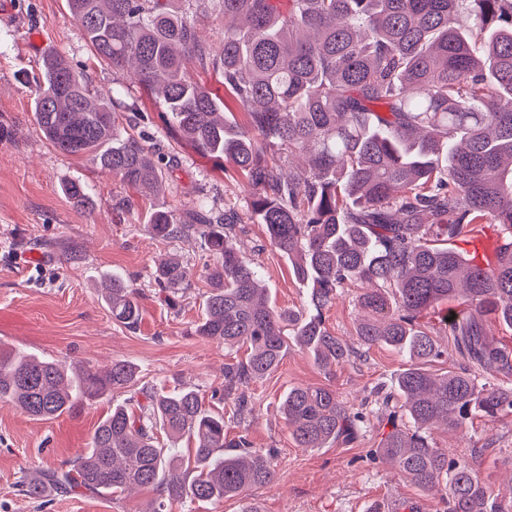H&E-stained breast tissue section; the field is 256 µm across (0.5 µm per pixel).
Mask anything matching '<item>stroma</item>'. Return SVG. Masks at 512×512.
Here are the masks:
<instances>
[{
  "label": "stroma",
  "mask_w": 512,
  "mask_h": 512,
  "mask_svg": "<svg viewBox=\"0 0 512 512\" xmlns=\"http://www.w3.org/2000/svg\"><path fill=\"white\" fill-rule=\"evenodd\" d=\"M13 12L0 19V348L102 367L124 359L136 367L139 384L195 387L210 393L224 382V348L195 333L201 313L207 256L195 239L163 242L146 227L155 209L183 213L203 198L215 209H233L247 245H258L252 260L260 267L271 298L280 308L303 310L307 290L293 276L287 259L269 246L264 225L251 221L246 179L216 169L213 160L177 143L151 99L126 71L98 61L66 0H12ZM66 58L82 72L93 96L121 97L127 107L118 124L145 134L162 159L163 188L142 195L104 173L88 157L55 149L34 114V94L47 54ZM72 179L82 181L92 210L73 205L61 192ZM177 255L193 269V287L167 302L158 297L153 272L165 256ZM119 273L141 291L142 318L136 329L113 320L99 295V280ZM356 285L343 288L325 313L336 336L356 343ZM404 356L376 345L362 349L332 370L319 368L311 355L292 348L278 368L251 382L245 393L252 415L233 419L224 407L228 437L247 434L253 447L274 449L275 481L255 489L264 512H435L437 501L397 475L372 453L388 430L386 417L370 414L362 435L323 448L297 447L279 403L288 388L325 385L352 404L371 388L394 381ZM111 397L79 406L55 419L37 420L0 404V512H146L151 496H81L71 493L32 498L21 490L29 474L72 459L89 442ZM449 457L479 467L494 494L512 489V414L475 417L457 429L433 433Z\"/></svg>",
  "instance_id": "35a3bbf8"
}]
</instances>
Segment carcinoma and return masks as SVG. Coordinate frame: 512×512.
Here are the masks:
<instances>
[{
	"label": "carcinoma",
	"mask_w": 512,
	"mask_h": 512,
	"mask_svg": "<svg viewBox=\"0 0 512 512\" xmlns=\"http://www.w3.org/2000/svg\"><path fill=\"white\" fill-rule=\"evenodd\" d=\"M219 11L220 46L202 40L189 6ZM94 54L128 69L155 101L165 125L198 154L228 163L248 180L247 209L271 246L309 286L304 311L269 302L258 268L245 256L236 224L202 201L185 214L154 210L157 239H200L213 259L197 335L245 358L224 364L211 398L251 412L239 390L274 371L288 349L306 350L324 370L353 347L331 333L323 311L341 288L359 283V344L385 345L409 358L390 386L370 391L400 403L410 425L391 424L378 458L424 492L443 490L437 512H512V496L491 495L468 461L434 446L433 428H456L473 414L512 413V353L489 338L494 323L512 330V0H67ZM194 57L221 77L224 97L190 79ZM242 124L224 117L231 106ZM121 99H95L63 58L44 62L35 117L49 143L87 155L145 194L160 190L159 161L143 136L118 131ZM308 164L286 171L291 156ZM64 195L90 209L85 184ZM482 224L504 238L495 263L480 268L455 246ZM158 293L187 292L190 270L178 257L154 271ZM140 292L107 277L102 299L130 329L141 320ZM465 308L445 322L449 350L418 319L442 304ZM451 359L437 374L432 363ZM492 382L478 384L476 373ZM137 381L126 360L103 369L0 349V402L37 419L57 418ZM141 398L112 405L88 447L66 467L32 474L26 495L50 491L153 494L149 512L174 505L242 501L270 485L273 450L245 435H224V411L197 388L144 386ZM368 403L355 407L328 386L288 388L281 413L301 448L357 437ZM187 441L186 448L179 442Z\"/></svg>",
	"instance_id": "1"
}]
</instances>
